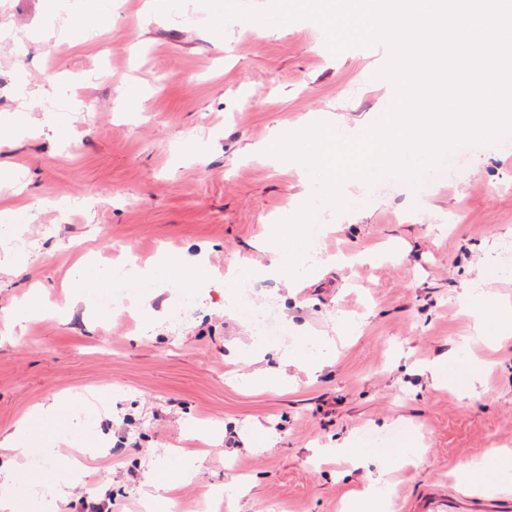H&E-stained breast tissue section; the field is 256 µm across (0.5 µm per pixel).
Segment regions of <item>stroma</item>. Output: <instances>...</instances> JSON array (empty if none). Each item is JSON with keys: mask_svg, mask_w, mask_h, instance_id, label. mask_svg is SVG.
Segmentation results:
<instances>
[{"mask_svg": "<svg viewBox=\"0 0 512 512\" xmlns=\"http://www.w3.org/2000/svg\"><path fill=\"white\" fill-rule=\"evenodd\" d=\"M73 11L84 23L62 32ZM210 18L202 0H0V169L15 175L0 183V210H26L0 232V434L39 420L45 473L76 463L50 510L145 512V473L189 459L170 507L346 512L370 471L334 448L370 429L423 449L391 464L385 512H423L436 490L464 512H512V490L458 481L512 452V338L486 346L464 297L512 304L499 264L512 249V134L413 186L397 175L350 185V221L319 239L343 264L304 288L256 282L289 338H321L334 357L281 367L224 312L225 273L267 264L259 242L303 191L292 165L252 148L314 114L365 128L389 97L374 77L388 56L379 44L326 52L310 19H235L219 35ZM161 254L184 269L140 294L151 323L72 295L78 258L108 277ZM188 288L194 313L171 321L167 297ZM35 294L46 313L14 324ZM445 355L479 366L474 391L430 378ZM279 367L284 384L254 383ZM57 398L74 405L63 441L39 418Z\"/></svg>", "mask_w": 512, "mask_h": 512, "instance_id": "obj_1", "label": "stroma"}]
</instances>
